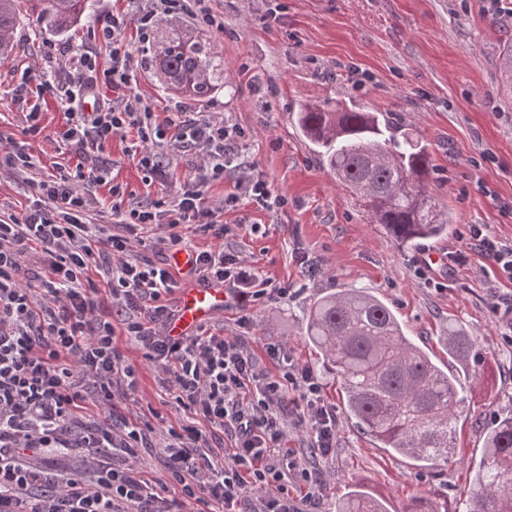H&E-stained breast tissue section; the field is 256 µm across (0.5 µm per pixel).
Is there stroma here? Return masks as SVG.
Masks as SVG:
<instances>
[{
	"mask_svg": "<svg viewBox=\"0 0 512 512\" xmlns=\"http://www.w3.org/2000/svg\"><path fill=\"white\" fill-rule=\"evenodd\" d=\"M223 29L192 26L202 42L224 57V87L200 109L244 130L236 154L239 168L209 190L222 199L234 182L264 172L288 204L278 211L240 200L225 210L228 224L255 225V232L226 239L247 264L294 290L288 300L253 307L249 329L237 323L236 307L215 313L205 332L244 336L248 350L267 371L275 366L264 345L284 343L294 362L310 368L326 401L342 407L336 373L303 336L314 303L339 288H361L382 298L407 335L439 364H447L443 338L455 323L476 336L490 360L487 380H460L466 403L456 424L457 454L441 469L388 454L339 416L336 450L313 452L307 433L289 428L286 448L321 476L314 512H336V502L359 482L400 512L409 496L447 498L450 512L462 507L483 456L485 432L497 418L512 416V315L493 309L496 296L512 293V281L493 274L491 263L472 252L467 266H440L421 274L427 256L456 246L466 225L483 224L512 241V83L500 67L512 48V0H212ZM135 0H92L71 32L54 33L21 19L9 59L0 62V135L29 140L42 173L78 161L57 137L65 123L53 96L42 103V134L28 137L26 119L11 101L21 74L49 44L92 43L94 31L113 14L133 15ZM134 92L166 118L173 98L152 63L145 61ZM352 99L367 110L391 113L401 129L419 136L432 159L431 185L454 222L447 236L399 245L367 214L312 150L294 122L301 103ZM113 137L85 166L105 165L130 202L149 203L176 191L184 176L174 169L164 181L145 184L144 174ZM114 344L138 380L134 393L116 398L119 414L133 413L164 431L189 413L138 345L124 335Z\"/></svg>",
	"mask_w": 512,
	"mask_h": 512,
	"instance_id": "obj_1",
	"label": "stroma"
}]
</instances>
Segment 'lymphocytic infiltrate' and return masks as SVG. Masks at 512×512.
I'll list each match as a JSON object with an SVG mask.
<instances>
[{
    "label": "lymphocytic infiltrate",
    "mask_w": 512,
    "mask_h": 512,
    "mask_svg": "<svg viewBox=\"0 0 512 512\" xmlns=\"http://www.w3.org/2000/svg\"><path fill=\"white\" fill-rule=\"evenodd\" d=\"M189 16L223 28L211 0H138L134 17L114 15L96 37L111 44V64L99 69L91 47L48 46L44 72L54 77L65 116L61 140L74 152L102 151L117 135L134 133L130 156L146 180H164L174 162L194 152L173 195L147 206H129L121 184L110 183L105 167L76 166L32 180V201L21 214H0V512H302L290 486L315 490L317 470L283 450L288 421L305 427L321 456L336 448V410L322 394L313 372L292 362L286 346L270 342L267 358L276 373L261 369L242 337L191 333L178 338L167 328L175 311L167 297L180 286L171 264L131 257V241L150 230L169 244L185 245L188 264L200 281L223 283L239 309L284 301L287 282L261 277L224 240L238 225L220 221L221 208L248 199L266 209L287 205L259 171L235 182L220 206L208 190L235 168L233 144L241 132L214 122L208 113L172 102L171 115L156 121L151 103L132 88L140 56L151 47L156 18ZM136 24L139 52L130 51L124 33ZM94 110H87V99ZM105 185L112 198V221L92 224L88 212L95 189ZM208 235L205 250L186 245L185 233ZM36 244L44 274L38 285L21 276L28 244ZM491 261L512 281V242L492 236L485 225L468 227L465 243L448 251V266L467 264L471 250ZM107 279L114 300V322L95 319L85 287L90 271ZM130 336L154 363L167 390L193 421L169 428L160 450L176 484L174 498L161 496L137 468L104 466L109 448H148L149 424L114 413L119 388L135 390V372L113 345L115 333ZM92 402L106 414L88 422L79 410ZM210 429L202 431L198 421ZM232 439L230 462L212 458L213 444ZM82 449L80 467L63 475L39 465L60 448Z\"/></svg>",
    "instance_id": "f902f5d3"
}]
</instances>
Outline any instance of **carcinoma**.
Here are the masks:
<instances>
[{"label":"carcinoma","mask_w":512,"mask_h":512,"mask_svg":"<svg viewBox=\"0 0 512 512\" xmlns=\"http://www.w3.org/2000/svg\"><path fill=\"white\" fill-rule=\"evenodd\" d=\"M88 0H43L40 21L64 32L89 9ZM20 0H0V58L11 50ZM167 90L197 103L224 87V58L192 32L174 30L155 54ZM296 125L336 180L359 198L372 223L402 246L448 234L451 216L429 190L430 154L388 113L355 102H307ZM336 371L347 419L389 452L422 467L456 456L463 410L456 372L437 365L407 336L394 311L362 288H343L311 308L304 334ZM448 357L459 372L483 375L487 356L477 338L448 325ZM336 512H389L365 486L353 484ZM402 512H448V499L412 495ZM464 512H512V417L492 424Z\"/></svg>","instance_id":"1"}]
</instances>
